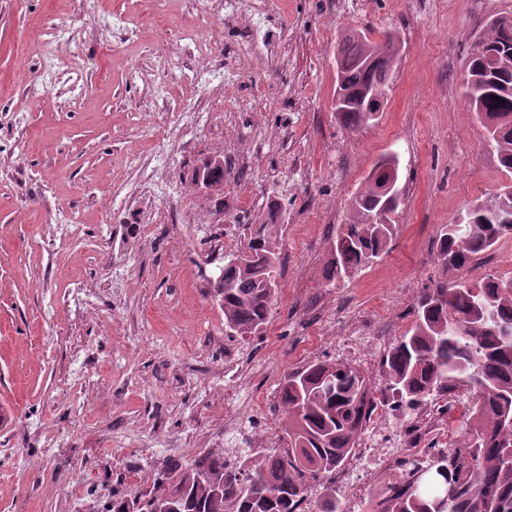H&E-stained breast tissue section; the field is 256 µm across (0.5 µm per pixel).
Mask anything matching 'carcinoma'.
<instances>
[{
    "label": "carcinoma",
    "instance_id": "obj_1",
    "mask_svg": "<svg viewBox=\"0 0 512 512\" xmlns=\"http://www.w3.org/2000/svg\"><path fill=\"white\" fill-rule=\"evenodd\" d=\"M471 46L464 85L466 103L495 144L502 167L512 170V16L490 18ZM356 31L336 47V112L349 132L375 124L381 96L390 89L397 60ZM504 99L498 103L492 96ZM215 192L230 172L218 155L202 164ZM399 180V160L380 158L349 202V218L332 241L326 280L341 281L388 252L397 225L393 215L404 194L383 193ZM287 208L277 198L260 215L234 220L249 252L224 265L212 295L224 326L236 336L258 333L280 289L279 228ZM504 238H512V187L502 185L464 216L441 225L432 262L438 269L412 303V324L387 350L381 368L385 394L395 411H415L432 396L460 385L473 392L469 426L455 447L433 449L444 473L425 483L408 477L386 485L375 512H435L442 481L458 483L456 512H512V278L489 275L475 284L448 281V271L468 266ZM373 392L369 376L347 362L317 359L279 384L278 444L222 449L150 474L153 491L143 501L112 495L110 512H303L308 492L342 466L368 418Z\"/></svg>",
    "mask_w": 512,
    "mask_h": 512
}]
</instances>
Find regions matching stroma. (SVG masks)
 Segmentation results:
<instances>
[{"label":"stroma","instance_id":"35a3bbf8","mask_svg":"<svg viewBox=\"0 0 512 512\" xmlns=\"http://www.w3.org/2000/svg\"><path fill=\"white\" fill-rule=\"evenodd\" d=\"M248 6L241 24L220 0H0V512H106L113 492L148 494L163 463L244 434L274 442L279 383L324 356L384 385L387 343L369 336L352 354L341 324L402 336L440 226L512 182L461 85L476 34L512 0ZM186 22L212 50L183 40ZM349 29L399 45L380 120L353 134L332 108ZM206 67L235 79L234 99ZM216 152L234 179L209 196L192 174ZM388 154L406 191L398 233L382 259L326 285L335 227ZM276 196L290 202L281 275L303 277L261 333L232 336L197 273L216 279L214 236L241 249L233 216ZM328 200L329 230L314 208Z\"/></svg>","mask_w":512,"mask_h":512}]
</instances>
